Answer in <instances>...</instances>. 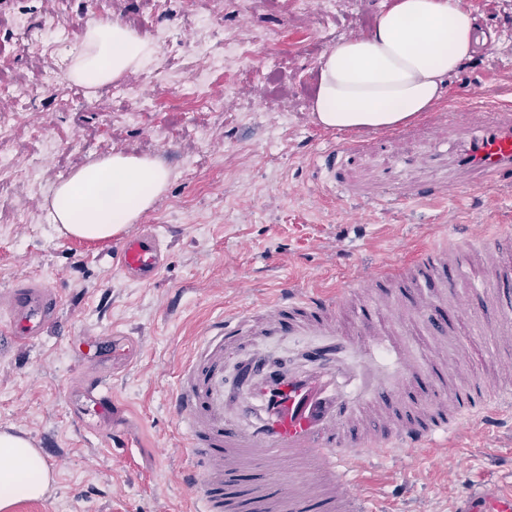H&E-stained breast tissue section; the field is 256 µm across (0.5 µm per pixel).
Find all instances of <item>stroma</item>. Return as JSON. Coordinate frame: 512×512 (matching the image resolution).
<instances>
[{
	"mask_svg": "<svg viewBox=\"0 0 512 512\" xmlns=\"http://www.w3.org/2000/svg\"><path fill=\"white\" fill-rule=\"evenodd\" d=\"M489 38L447 79L512 102V0H459ZM386 0H107L104 11L158 42L162 57L88 95L66 79L91 0H0V66L30 94L0 95L16 115L7 146L14 170L0 175V292L25 281L58 291L61 308L43 336L0 352V431L39 448L55 476L39 500L13 512H194L197 492L167 399L207 323L250 310L290 288L330 292L383 263L455 238L489 239L512 226V191L449 194L416 207L355 203L329 191L317 162L343 132L310 119L322 54L366 34ZM205 71L221 114L202 112L187 87ZM148 156L171 172L166 191L134 234L154 225L169 263L151 284L119 277L114 241L60 235L46 201L81 165L112 150ZM163 222H156L158 211ZM110 342L116 359L78 360L68 340ZM112 381L114 425L137 444L118 449L78 423L84 379ZM512 469V433L472 422L446 447L371 460L359 479L383 512H454L472 490Z\"/></svg>",
	"mask_w": 512,
	"mask_h": 512,
	"instance_id": "stroma-1",
	"label": "stroma"
}]
</instances>
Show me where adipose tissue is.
I'll return each mask as SVG.
<instances>
[{
  "label": "adipose tissue",
  "mask_w": 512,
  "mask_h": 512,
  "mask_svg": "<svg viewBox=\"0 0 512 512\" xmlns=\"http://www.w3.org/2000/svg\"><path fill=\"white\" fill-rule=\"evenodd\" d=\"M476 18L458 0H390L368 33L343 39L321 57L312 121L339 131H379L416 121L440 104L446 80L476 42ZM158 49L121 20L93 17L67 72L97 89L122 79ZM169 183L158 161L112 151L91 161L49 198L61 235L106 240L135 223ZM54 476L30 439L0 431V512L46 495Z\"/></svg>",
  "instance_id": "adipose-tissue-1"
}]
</instances>
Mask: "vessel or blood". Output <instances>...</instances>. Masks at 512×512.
<instances>
[{
  "label": "vessel or blood",
  "mask_w": 512,
  "mask_h": 512,
  "mask_svg": "<svg viewBox=\"0 0 512 512\" xmlns=\"http://www.w3.org/2000/svg\"><path fill=\"white\" fill-rule=\"evenodd\" d=\"M450 142L445 174L399 182L393 170L381 187L402 203L427 201L459 189H512V104L480 84L463 88L454 105L389 133L354 136L322 155L328 182L348 196L373 198L353 181L368 150L421 137ZM116 269L126 281L150 284L167 261L159 236L142 231L119 241ZM482 266L490 282L481 294L462 286L468 255L454 243L423 248L407 262L379 268L364 285L333 295L285 291L253 311H227L209 322L182 370L169 408L186 435L192 462L185 484L198 491V512H367V499L349 475L372 458L437 448L454 428L478 420H512V384L446 378L458 362L446 302L474 309L493 303L504 314L492 356L512 371L502 337L512 334V230L493 236ZM0 337L23 345L56 318L60 297L38 282L4 296ZM356 302L358 327L346 329L342 310ZM275 341L296 344L277 360ZM93 414L88 428L110 414L114 398L101 378L84 380ZM459 512H512V489L473 493Z\"/></svg>",
  "instance_id": "b4317fda"
}]
</instances>
